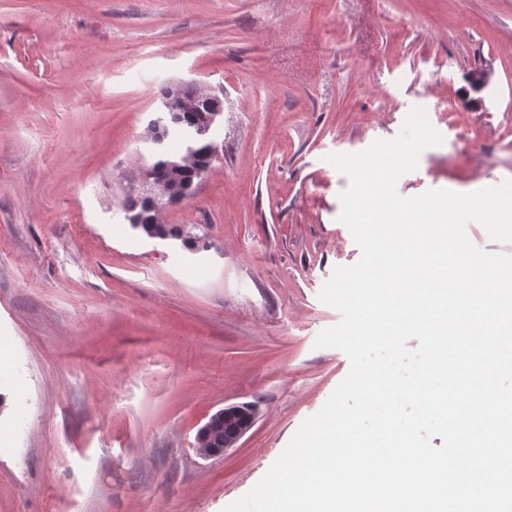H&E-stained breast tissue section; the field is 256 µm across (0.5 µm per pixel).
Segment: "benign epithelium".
Returning a JSON list of instances; mask_svg holds the SVG:
<instances>
[{
  "label": "benign epithelium",
  "mask_w": 512,
  "mask_h": 512,
  "mask_svg": "<svg viewBox=\"0 0 512 512\" xmlns=\"http://www.w3.org/2000/svg\"><path fill=\"white\" fill-rule=\"evenodd\" d=\"M164 106L169 123L180 125L186 120L191 121L194 138L208 143V149L204 164L192 153L180 158L166 156L163 158V174H158L151 165L139 176V198L147 202L152 223L147 236L158 239L168 238V235L158 231V228L163 226L159 215L186 199L191 194L195 182L209 171L213 161L219 157L220 149L210 140L209 133L224 112L223 99L200 90L196 85L177 84L169 88ZM219 419L226 424L236 423V429L231 435L224 437V447L197 449L198 454L204 458L218 456L235 447L255 422L250 412L235 405L227 406L210 417L201 428V433H207Z\"/></svg>",
  "instance_id": "obj_1"
}]
</instances>
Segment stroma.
<instances>
[{"label":"stroma","instance_id":"obj_1","mask_svg":"<svg viewBox=\"0 0 512 512\" xmlns=\"http://www.w3.org/2000/svg\"><path fill=\"white\" fill-rule=\"evenodd\" d=\"M476 67L489 85L471 90ZM222 94L224 152L127 224L163 92ZM440 133L401 196L512 179V0H0V512H222L350 371L319 292L361 257L326 162ZM256 404L235 448L199 428ZM224 422L215 427L204 439V448H197V452L204 458H210L225 453L229 448L235 447L239 440L253 426L255 419L249 411L237 406H227L210 417L208 422L200 429L201 434L207 433L218 420ZM229 422H237L236 429L230 436L224 435V427Z\"/></svg>","mask_w":512,"mask_h":512}]
</instances>
